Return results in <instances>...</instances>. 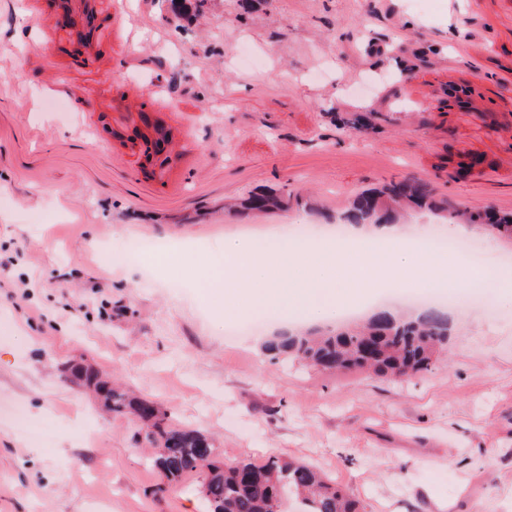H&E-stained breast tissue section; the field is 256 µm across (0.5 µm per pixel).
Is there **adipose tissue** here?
<instances>
[{
  "label": "adipose tissue",
  "mask_w": 512,
  "mask_h": 512,
  "mask_svg": "<svg viewBox=\"0 0 512 512\" xmlns=\"http://www.w3.org/2000/svg\"><path fill=\"white\" fill-rule=\"evenodd\" d=\"M445 283L512 289V269L448 261L416 247L398 225L367 231L348 225L344 238L280 235L230 237L206 272L204 295L223 298L232 318L276 308L299 321L324 322L330 313L363 299L369 284Z\"/></svg>",
  "instance_id": "1"
}]
</instances>
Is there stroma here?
I'll list each match as a JSON object with an SVG mask.
<instances>
[{"mask_svg": "<svg viewBox=\"0 0 512 512\" xmlns=\"http://www.w3.org/2000/svg\"><path fill=\"white\" fill-rule=\"evenodd\" d=\"M0 0V512H204L83 365L211 435L292 458L362 512H512V295L448 307L421 377L323 372L238 336L197 258L232 231L321 233L350 199L428 180L451 212H512V0ZM280 208L248 211L259 191Z\"/></svg>", "mask_w": 512, "mask_h": 512, "instance_id": "obj_1", "label": "stroma"}]
</instances>
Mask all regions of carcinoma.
Wrapping results in <instances>:
<instances>
[{
  "instance_id": "carcinoma-1",
  "label": "carcinoma",
  "mask_w": 512,
  "mask_h": 512,
  "mask_svg": "<svg viewBox=\"0 0 512 512\" xmlns=\"http://www.w3.org/2000/svg\"><path fill=\"white\" fill-rule=\"evenodd\" d=\"M253 209L281 205L279 197L261 194L248 200ZM401 205L437 207L431 186L424 180L393 182L380 191L356 196L348 218L358 223L390 216ZM464 219L489 233L512 238V213L469 211ZM448 316L429 309L413 320L378 312L357 329L336 332H282L265 344L274 358L297 360L322 370H369L390 380L420 377L429 372L439 356L448 351ZM86 382L104 398L108 411L131 415L141 423L142 440L153 447L150 465L169 483L192 473L202 474L197 492L207 512H288L279 503L299 501L300 512H358V503L321 471L294 461L269 459L224 462L214 440L198 430L172 423L154 401L100 381Z\"/></svg>"
}]
</instances>
